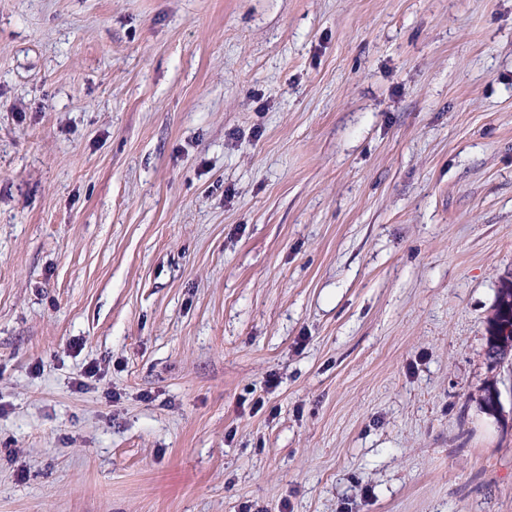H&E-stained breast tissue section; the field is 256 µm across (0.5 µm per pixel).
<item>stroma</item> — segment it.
Instances as JSON below:
<instances>
[{
    "label": "stroma",
    "instance_id": "obj_1",
    "mask_svg": "<svg viewBox=\"0 0 512 512\" xmlns=\"http://www.w3.org/2000/svg\"><path fill=\"white\" fill-rule=\"evenodd\" d=\"M509 275L512 0H0V512H512ZM486 336L487 359L494 365L511 360L512 354V279L505 277L498 289L494 315Z\"/></svg>",
    "mask_w": 512,
    "mask_h": 512
}]
</instances>
